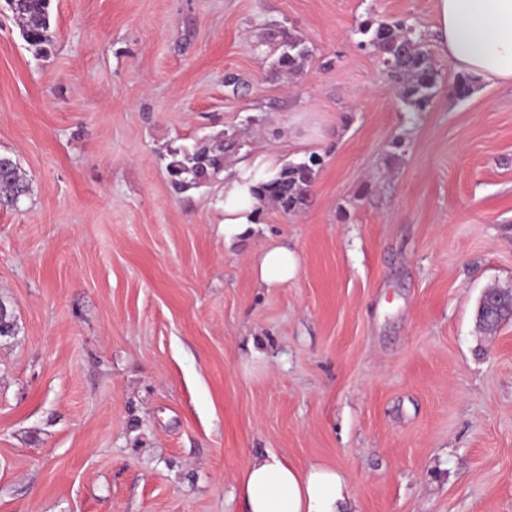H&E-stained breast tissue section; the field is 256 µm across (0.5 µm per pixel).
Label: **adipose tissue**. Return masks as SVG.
I'll return each mask as SVG.
<instances>
[{
    "label": "adipose tissue",
    "instance_id": "obj_1",
    "mask_svg": "<svg viewBox=\"0 0 512 512\" xmlns=\"http://www.w3.org/2000/svg\"><path fill=\"white\" fill-rule=\"evenodd\" d=\"M440 45L463 71L494 83H512V0H435ZM272 154L261 153L224 172V241L245 236L260 211L259 180L276 176ZM259 282L275 288L297 271L287 244L273 245L253 261ZM243 512H352L347 478L331 465L301 469L273 451L251 458L238 479Z\"/></svg>",
    "mask_w": 512,
    "mask_h": 512
}]
</instances>
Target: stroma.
I'll use <instances>...</instances> for the list:
<instances>
[{
	"instance_id": "1",
	"label": "stroma",
	"mask_w": 512,
	"mask_h": 512,
	"mask_svg": "<svg viewBox=\"0 0 512 512\" xmlns=\"http://www.w3.org/2000/svg\"><path fill=\"white\" fill-rule=\"evenodd\" d=\"M427 34L426 111L366 19ZM434 0H52L34 56L0 10V512H241L273 450L346 473L359 512H512V85L461 71ZM284 27L314 48L271 75ZM237 75V89L225 85ZM323 163L302 211L225 244L220 182L173 189L170 149ZM285 243L297 273L260 287ZM30 193V182L17 161L0 154V206L16 207ZM253 269L262 285L276 288L295 276L297 263L288 244L280 243L258 254L253 261Z\"/></svg>"
}]
</instances>
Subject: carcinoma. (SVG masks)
<instances>
[{
  "mask_svg": "<svg viewBox=\"0 0 512 512\" xmlns=\"http://www.w3.org/2000/svg\"><path fill=\"white\" fill-rule=\"evenodd\" d=\"M51 0H16L11 9L19 22L29 49L45 56L53 44L51 31ZM359 31L367 36L365 47L377 51L389 80L412 112H424L430 106L438 85L439 70L425 36L401 21L387 22L368 19ZM277 42L278 55L270 64L276 76L302 73L314 55V47L291 32L278 29L270 33ZM243 143L228 136L217 144L197 143L191 147L170 150L166 165L172 185L179 191L198 188L213 182L224 172V157L238 150ZM322 157L313 154L301 162L285 164L276 177L258 186V196L273 203L284 214H295L308 203L310 188ZM31 193V186L16 160L0 154V206L15 207ZM507 317L480 306L476 311L478 326L491 332ZM17 334V323L7 305L0 301V337Z\"/></svg>",
  "mask_w": 512,
  "mask_h": 512,
  "instance_id": "obj_1",
  "label": "carcinoma"
}]
</instances>
